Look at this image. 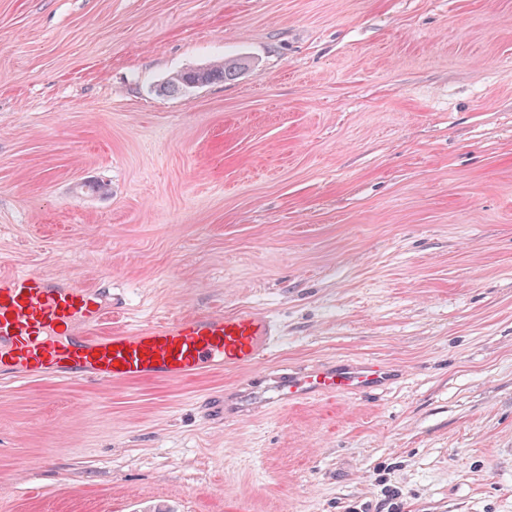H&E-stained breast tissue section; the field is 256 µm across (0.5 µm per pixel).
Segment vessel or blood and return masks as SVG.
I'll return each instance as SVG.
<instances>
[{"label": "vessel or blood", "mask_w": 512, "mask_h": 512, "mask_svg": "<svg viewBox=\"0 0 512 512\" xmlns=\"http://www.w3.org/2000/svg\"><path fill=\"white\" fill-rule=\"evenodd\" d=\"M111 322L112 304L101 289L71 276L27 269L0 274V364L36 377L178 383L223 367L250 368L276 343L269 315L248 308L229 316L137 321L116 330ZM391 381L379 361H339L260 383L257 394L264 404L287 406L313 396L362 394Z\"/></svg>", "instance_id": "obj_1"}]
</instances>
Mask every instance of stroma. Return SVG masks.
<instances>
[{
	"instance_id": "35a3bbf8",
	"label": "stroma",
	"mask_w": 512,
	"mask_h": 512,
	"mask_svg": "<svg viewBox=\"0 0 512 512\" xmlns=\"http://www.w3.org/2000/svg\"><path fill=\"white\" fill-rule=\"evenodd\" d=\"M18 268L283 341L181 384L1 369L0 512H512V0H0ZM362 358L397 379L224 414ZM249 65L245 57L215 61L202 68L180 70L171 75L159 91L177 94L186 89L198 87L216 81L231 80Z\"/></svg>"
}]
</instances>
